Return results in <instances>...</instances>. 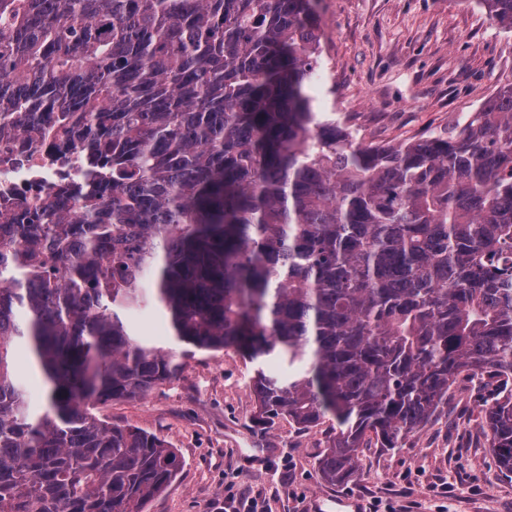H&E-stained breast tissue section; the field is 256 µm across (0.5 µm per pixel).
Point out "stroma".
I'll list each match as a JSON object with an SVG mask.
<instances>
[{"instance_id": "obj_1", "label": "stroma", "mask_w": 512, "mask_h": 512, "mask_svg": "<svg viewBox=\"0 0 512 512\" xmlns=\"http://www.w3.org/2000/svg\"><path fill=\"white\" fill-rule=\"evenodd\" d=\"M316 10L322 67L309 90L313 108L364 142L453 128L512 82V33L479 0H317ZM135 330L185 356L178 379L96 407L106 421L157 434L181 454V472L148 512H224L225 495L243 486L261 493L266 512H367L374 500L408 512H512V479L500 474L478 419L496 383L459 379L447 420L401 447L361 449L355 477L335 485L316 466L328 425L256 422L254 366L240 352L187 355L151 303Z\"/></svg>"}]
</instances>
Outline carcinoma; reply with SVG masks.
<instances>
[{
  "label": "carcinoma",
  "instance_id": "obj_1",
  "mask_svg": "<svg viewBox=\"0 0 512 512\" xmlns=\"http://www.w3.org/2000/svg\"><path fill=\"white\" fill-rule=\"evenodd\" d=\"M479 2L512 33V0ZM320 45L313 0H0V117L84 131L96 171L0 218V512H146L176 479L165 439L94 412L184 369L128 321L150 297L254 364L257 420L336 422L326 482L462 375L498 381L512 474V82L455 131L366 144L313 111Z\"/></svg>",
  "mask_w": 512,
  "mask_h": 512
}]
</instances>
